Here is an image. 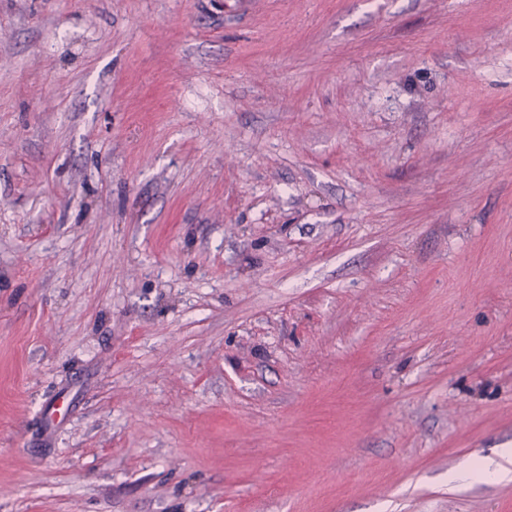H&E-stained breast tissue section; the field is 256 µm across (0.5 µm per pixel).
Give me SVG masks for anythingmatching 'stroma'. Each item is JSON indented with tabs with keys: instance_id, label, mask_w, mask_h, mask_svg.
Instances as JSON below:
<instances>
[{
	"instance_id": "stroma-1",
	"label": "stroma",
	"mask_w": 512,
	"mask_h": 512,
	"mask_svg": "<svg viewBox=\"0 0 512 512\" xmlns=\"http://www.w3.org/2000/svg\"><path fill=\"white\" fill-rule=\"evenodd\" d=\"M512 0H0V512H512Z\"/></svg>"
}]
</instances>
